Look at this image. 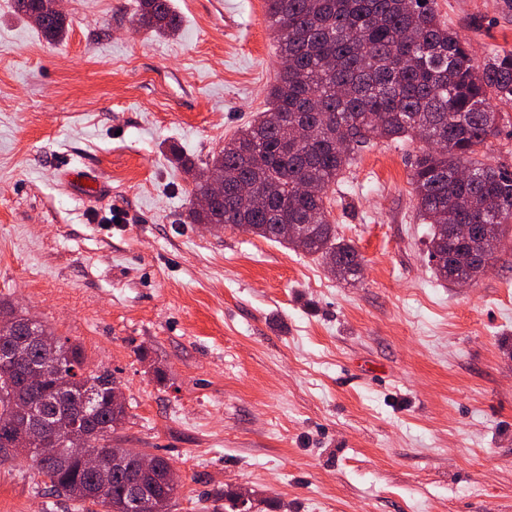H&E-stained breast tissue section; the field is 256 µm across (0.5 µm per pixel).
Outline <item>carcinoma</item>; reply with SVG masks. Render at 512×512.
<instances>
[{
  "label": "carcinoma",
  "instance_id": "cac0c4a2",
  "mask_svg": "<svg viewBox=\"0 0 512 512\" xmlns=\"http://www.w3.org/2000/svg\"><path fill=\"white\" fill-rule=\"evenodd\" d=\"M277 36L282 65L265 111L240 128L224 148L195 173L192 197L208 194L224 180V200L209 209L189 202L186 219L213 230L243 226L261 238L336 263V277L358 278L356 249L336 236L324 197L349 168L357 152L374 139H419L411 183L416 210L430 225L429 261L437 278L478 280L512 224V171L478 156L498 134L493 101H512V50L493 52L475 64L468 41L440 21L433 0H265ZM14 11L31 21L48 41L66 33L65 16L44 0H13ZM138 28L159 36L175 34L181 18L172 0H137ZM304 131L288 142V128ZM465 166L469 177H458ZM255 186L258 203L240 207L234 188ZM300 224V233L281 235L280 225ZM33 328L52 337L56 377L32 384L47 348L23 334L0 333V347L15 352L0 361V458L29 459L44 484L105 512H144L149 504L167 512L177 488L166 483L169 462L156 457L142 475L137 455L123 454L119 470L87 473L68 448L40 464L13 447L12 423L33 409L40 421L32 444L40 445L62 418L77 424L90 446L112 454V435L127 418L126 406H112L109 371L89 372L80 349L55 336L33 316Z\"/></svg>",
  "mask_w": 512,
  "mask_h": 512
}]
</instances>
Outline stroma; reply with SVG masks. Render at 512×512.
<instances>
[{
	"label": "stroma",
	"instance_id": "35a3bbf8",
	"mask_svg": "<svg viewBox=\"0 0 512 512\" xmlns=\"http://www.w3.org/2000/svg\"><path fill=\"white\" fill-rule=\"evenodd\" d=\"M61 0L47 42L0 0V297L110 371L120 448L164 457L169 512H512V237L477 283L438 280L411 185L422 141L377 140L328 194L358 280L239 229L185 221L184 163L265 110L280 66L263 0ZM476 63L512 49V0H435ZM483 161L512 169V102ZM71 167L106 182L93 194ZM481 486L483 495L472 494ZM0 512H77L0 460ZM135 16L139 29L159 36L174 35L181 27L171 0H137Z\"/></svg>",
	"mask_w": 512,
	"mask_h": 512
}]
</instances>
